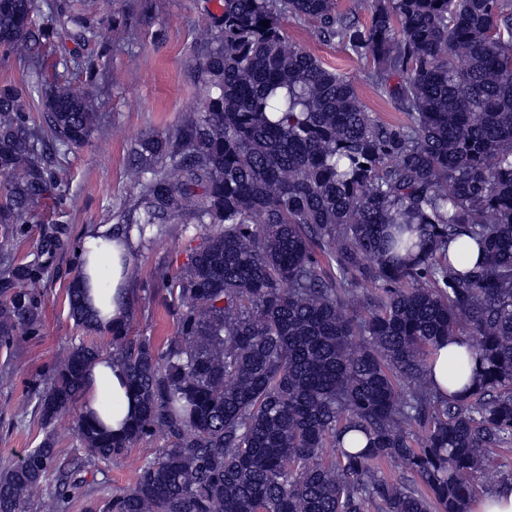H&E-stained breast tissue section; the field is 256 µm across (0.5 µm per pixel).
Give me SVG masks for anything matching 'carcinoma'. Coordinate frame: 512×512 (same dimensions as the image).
Instances as JSON below:
<instances>
[{
    "label": "carcinoma",
    "mask_w": 512,
    "mask_h": 512,
    "mask_svg": "<svg viewBox=\"0 0 512 512\" xmlns=\"http://www.w3.org/2000/svg\"><path fill=\"white\" fill-rule=\"evenodd\" d=\"M44 7L0 0V62L28 76L0 85V346L40 335L35 286L70 249V315L109 350L75 345L32 387L44 436L0 469V512H26L72 410L73 471L167 439L107 512H470L473 474L497 482L512 444V0H222L202 106L136 142L113 232L135 260L167 225L200 227L186 266L159 274L177 323L159 343L104 324L79 287L65 154L99 124L112 49L82 53L100 20L78 0ZM287 16L370 60L404 119L373 117ZM61 31L79 51L51 63ZM458 336L448 382L463 387L439 395L428 358ZM106 357L139 403L120 435L77 411ZM389 461L422 487L383 476ZM70 488L46 512H69Z\"/></svg>",
    "instance_id": "carcinoma-1"
}]
</instances>
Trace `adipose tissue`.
Returning <instances> with one entry per match:
<instances>
[{"mask_svg": "<svg viewBox=\"0 0 512 512\" xmlns=\"http://www.w3.org/2000/svg\"><path fill=\"white\" fill-rule=\"evenodd\" d=\"M104 228L92 230L84 239V256L97 270L107 271L110 284L103 291L102 318L120 322L127 313L126 277L121 256L126 246L104 237ZM136 410V399L129 389L120 363L103 359L92 364L86 374L83 411L98 417L112 433L124 431Z\"/></svg>", "mask_w": 512, "mask_h": 512, "instance_id": "1", "label": "adipose tissue"}]
</instances>
